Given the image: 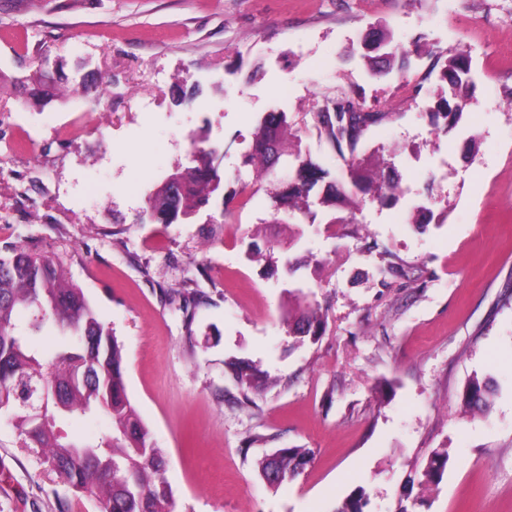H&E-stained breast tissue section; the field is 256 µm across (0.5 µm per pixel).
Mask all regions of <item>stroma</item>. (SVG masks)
Here are the masks:
<instances>
[{"label":"stroma","instance_id":"35a3bbf8","mask_svg":"<svg viewBox=\"0 0 512 512\" xmlns=\"http://www.w3.org/2000/svg\"><path fill=\"white\" fill-rule=\"evenodd\" d=\"M430 53L404 76L370 78L348 52L368 27ZM512 0H0V246L25 240L62 261L123 346L127 393L167 458L174 512H332L356 490L368 512H512ZM470 51L476 98L463 123L433 131L441 59ZM95 72L103 97L56 83L38 106L15 87L42 60ZM196 88L182 103L175 85ZM349 96L388 113L356 150L394 152L403 197L366 204L331 233L318 210L289 244L273 182L234 198L264 112L287 113L329 173L346 163L311 112ZM221 155V184L189 224H144L148 199L188 166L191 136ZM26 151L15 150L18 141ZM260 255L250 256L251 245ZM325 316L316 342L283 323L282 281ZM398 274H390V267ZM204 301L185 324L174 289ZM265 382L244 402L225 363ZM497 384L488 414L463 403L472 377ZM310 448L273 490L255 462ZM441 481L418 486L432 454ZM48 475L0 418V512H98L57 499Z\"/></svg>","mask_w":512,"mask_h":512}]
</instances>
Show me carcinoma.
I'll use <instances>...</instances> for the list:
<instances>
[{"label": "carcinoma", "instance_id": "cac0c4a2", "mask_svg": "<svg viewBox=\"0 0 512 512\" xmlns=\"http://www.w3.org/2000/svg\"><path fill=\"white\" fill-rule=\"evenodd\" d=\"M377 52L362 49L369 72L378 77L404 71L410 54L393 43L390 33L375 32ZM446 88L431 113L435 127L448 130L462 120L476 89L468 51L446 58L441 71ZM350 97L328 98L313 113L319 136L340 157L354 153L369 129L389 118ZM291 124L284 112H268L254 132L244 164L256 172L255 182L274 176L281 165L292 166L288 181L280 182L275 210L298 213L312 224L316 208L342 212L330 224H353L365 199L381 207L393 205L401 193L400 175L384 158L350 159L346 175L329 173L290 149ZM215 148L191 138L190 165L167 177L149 198V224H187L218 189L220 175ZM288 335L302 342L316 341L324 330L323 316L307 306L285 321ZM55 344L39 343L47 328ZM248 393L261 388L257 370L245 361L227 364ZM493 391L473 379L464 393L472 410L488 413ZM16 431L20 446L33 453L53 483L90 494L100 512H173L172 490L165 479L167 460L129 400L123 367V345L105 326L82 288L71 282L62 263L37 253L21 242L0 248V414ZM104 416L108 425L90 435L68 437L59 424ZM312 459L309 448H281L256 460L264 482L277 489L294 479ZM448 452H436L423 476L428 483L441 479ZM368 497L359 489L334 512H366Z\"/></svg>", "mask_w": 512, "mask_h": 512}]
</instances>
